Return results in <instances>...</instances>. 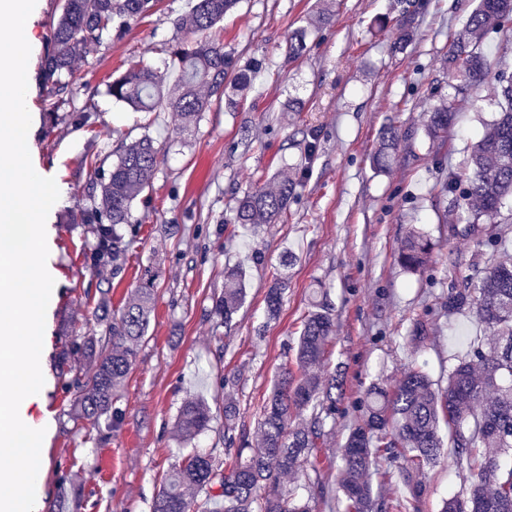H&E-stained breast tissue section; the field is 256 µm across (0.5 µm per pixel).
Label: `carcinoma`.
<instances>
[{"instance_id": "obj_1", "label": "carcinoma", "mask_w": 512, "mask_h": 512, "mask_svg": "<svg viewBox=\"0 0 512 512\" xmlns=\"http://www.w3.org/2000/svg\"><path fill=\"white\" fill-rule=\"evenodd\" d=\"M236 0H195L187 20L193 39L176 41L170 49L169 69L177 73L167 94L160 92L167 75L143 64L106 84L112 98L139 112L162 109L185 117L209 110L212 98L224 96V80L234 69V60L224 45L204 37L224 18ZM465 29L457 34L448 51V68L459 83L454 94L465 96L470 87L489 75L487 54L474 38L489 25H512V0H475ZM154 6V0H64L45 57L42 88L50 112L80 92L73 65L92 46L112 42ZM500 111L490 130L474 146L467 161L465 186L453 203L458 223L467 225L481 246L473 273L463 274L443 295L441 306L450 314L475 313L490 331V345L473 343L448 364L447 383L435 385L420 366L409 367L387 388L378 383L365 393L364 415L350 430L340 448L338 483L343 512H393L399 508L389 497L374 491L370 476L385 484L397 477L411 498L423 495L417 475L438 462L443 448H453L454 463L466 471V495L442 501L440 512H512V262L497 258L499 240L483 239L486 228L480 219L495 224L507 199H512V73L497 74ZM455 122L446 106L426 120L428 137L442 143ZM398 128L389 125L380 134L374 165L387 167L399 143ZM158 149L145 135L121 149L106 175L94 174L92 192L100 202L80 208L73 220L94 224L97 244L93 260L104 258L118 264L125 251L119 226L129 223L132 202L151 184L157 167ZM298 183L287 176L278 189L249 191L238 201L236 224H272L288 209ZM434 243L422 232H411L401 246L402 267L417 272L428 261ZM228 288L217 297L213 314L228 330L245 298L243 271L224 269ZM285 288L276 282L265 295L268 315L278 314ZM152 282L146 281L121 310L109 313L102 305L100 320L104 335L83 336L72 350L90 360V367L73 373L69 387L85 419L96 423L112 409L116 389L133 368L138 343L150 322ZM335 335L332 308L319 303L307 314L298 337L295 368L283 367L274 389L266 398L257 430L262 448L246 452L248 438L237 429L240 410L232 398H224L225 466L209 454L192 453L175 469L152 503V512H313L325 501L317 450L325 437L324 424L336 414L343 396V380L311 371L319 364ZM298 410H309L305 426L292 424ZM209 407L187 402L180 410L183 433L192 436L208 426ZM448 428L441 435L440 424ZM300 472L307 497L279 490L280 475Z\"/></svg>"}]
</instances>
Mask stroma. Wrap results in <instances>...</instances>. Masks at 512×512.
Listing matches in <instances>:
<instances>
[{
  "label": "stroma",
  "instance_id": "stroma-1",
  "mask_svg": "<svg viewBox=\"0 0 512 512\" xmlns=\"http://www.w3.org/2000/svg\"><path fill=\"white\" fill-rule=\"evenodd\" d=\"M61 4L38 0L27 33V145L32 164L60 191L46 221L55 284L40 358L44 385L27 410L33 420L50 422L34 512H60L63 497L74 495L78 512H151L192 450L223 460L228 376L237 379L233 392L249 446L259 447L261 406L294 356L317 290L336 317L335 340L317 371L344 375V395L321 447L323 480L335 490L338 470L330 462L359 421L369 384H394L414 362L439 378L465 337L485 333L474 316H451L439 306L475 251L463 225L442 218L451 200L443 185L499 110L495 79L456 100L457 123L445 146L424 132L429 112L447 102L457 82L448 50L472 0H239L211 36L249 83L227 82L224 100L190 122L174 112L132 111L106 92L109 77L141 64L165 71L167 48L181 39L178 22L194 0H157L124 34L75 62L82 91L73 107L93 105L85 126L70 117L51 122L40 85ZM409 6L414 21L404 31L398 22ZM301 31L306 50L289 59L288 43ZM391 123L402 138L380 171L371 158ZM145 135L160 152L152 184L134 200L124 227V257L116 265L93 264L91 227L70 217L89 203L93 167L109 171L116 151ZM281 169L298 182L286 213L273 224L232 223L237 199L269 185ZM413 230L435 244L417 273L398 262ZM287 253L294 260L284 268ZM228 264L245 271L246 298L227 331L212 307L224 292ZM149 273L155 280L147 335L110 412L89 425L73 405L67 353L74 338L101 334L94 317L101 300L121 309ZM278 277L286 282L284 303L271 318L264 296ZM417 318L429 326L422 347L410 340ZM197 399L213 419L187 439L179 413ZM419 479L424 492L416 502L402 483L391 486L407 512H439L442 499L465 485L449 459L425 467Z\"/></svg>",
  "mask_w": 512,
  "mask_h": 512
}]
</instances>
